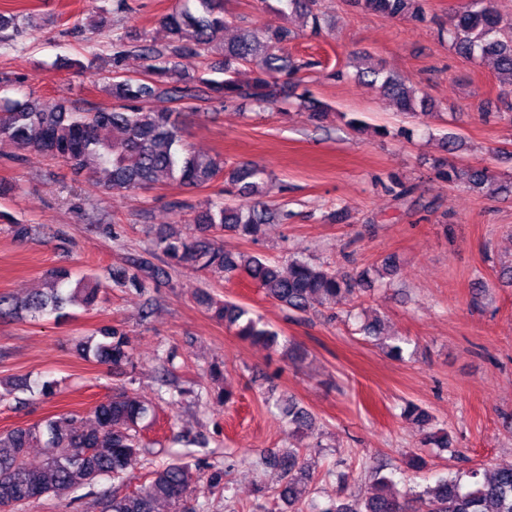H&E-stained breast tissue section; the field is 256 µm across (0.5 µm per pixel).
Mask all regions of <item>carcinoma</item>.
Listing matches in <instances>:
<instances>
[{"instance_id":"1","label":"carcinoma","mask_w":512,"mask_h":512,"mask_svg":"<svg viewBox=\"0 0 512 512\" xmlns=\"http://www.w3.org/2000/svg\"><path fill=\"white\" fill-rule=\"evenodd\" d=\"M194 6L175 8L160 23L168 33V42L130 44L119 35L112 42V80L105 92L112 98L110 106L81 109L59 101L28 96L23 99L0 97V139L13 142L24 151L61 159L79 171L92 167L108 173L110 191H129L160 181L181 187H206L223 177L238 186L241 197L257 195L264 184V171L255 166H238L224 173V159L218 155L196 154L184 147L180 135L177 109L157 111L151 103L157 99L188 105L194 100L231 103L250 99L260 106H277L291 99L323 122L331 107L307 91H299L296 75L307 66L285 53L293 38L283 25L260 28L240 27L237 34L224 38V29L232 25L233 16L224 10V0H193ZM277 12L296 13L309 20L311 32L321 31L322 15L316 0H278ZM355 4L377 13L423 17L421 0H355ZM442 39L464 55L480 54L494 65L502 87L499 101L504 111L512 112V31L502 27V17L493 0H464L448 29L440 30ZM136 49L143 61L142 74L129 77L122 72L124 58ZM224 57L220 76L207 68L189 73L181 68L185 56ZM331 76L343 80L351 77L369 88L377 89L393 100L396 108L411 118L428 115L429 103L420 89L398 74L366 67L355 75L339 69ZM450 186H464L474 192H507L512 180L487 167L450 164L441 172ZM281 220L276 210L259 209L247 202L226 203L221 197L194 209L193 223L201 235L189 238L176 226H169L155 237L153 252L170 264L189 266L197 271L244 274L265 289L267 295L289 310L305 313L314 305L323 306L336 299L351 300L358 280L322 264L291 259L288 271L280 265L252 253H233L224 249L216 233L228 229L243 238L256 240L261 226ZM163 271L141 256L129 259L125 266L112 269V282L143 294L157 282ZM55 285L37 291L26 300L0 295V318L52 316L69 317L66 307L81 305L90 309L97 303L100 284L90 276L72 279L66 268L50 271ZM199 303L213 312V317L235 331L236 336L251 344L269 349L280 347L279 333L259 318L250 316L244 306L233 302L218 303L201 292ZM361 332L382 344L389 354L402 357L407 339L385 335L384 323L375 316L361 327ZM86 360L112 366L125 374L134 368L133 348L118 327L102 328L82 338L76 345ZM56 383L37 381L3 387L0 398L17 392L54 394ZM96 426L86 427L75 414L50 417L0 433V512H13L25 504L46 497H61L94 484L100 477H121L141 462L144 448L141 431L153 408L136 393L125 388L94 408ZM288 423L295 430L310 427L312 416L301 406L288 404ZM47 449L38 467L27 463L28 449ZM270 461L281 469L277 497L288 505L289 512H512V468L496 470L479 479L470 473L472 482L465 486L458 479L442 477L419 492L404 496L395 492L391 481L378 467L369 468L372 491L365 495L353 491L324 506L314 498L315 487L309 465L298 450L285 455L272 453ZM191 481L190 464L174 460L154 470L147 484L123 496H107L102 512H158L165 503L180 508L187 498Z\"/></svg>"}]
</instances>
